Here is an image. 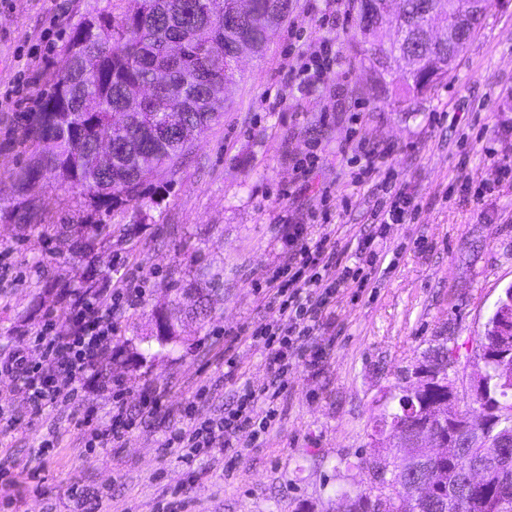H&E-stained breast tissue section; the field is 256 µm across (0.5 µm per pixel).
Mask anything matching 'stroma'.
Segmentation results:
<instances>
[{"label": "stroma", "mask_w": 512, "mask_h": 512, "mask_svg": "<svg viewBox=\"0 0 512 512\" xmlns=\"http://www.w3.org/2000/svg\"><path fill=\"white\" fill-rule=\"evenodd\" d=\"M109 0H0V358L49 315L64 311L62 287L83 288L97 269L105 291L139 288L134 308L112 317L115 331L101 361L120 388L80 387L76 400L34 414L23 389L0 381L10 414L0 418V512H84L101 500L104 512H331L337 494L366 486L353 462L370 453L373 426L386 393L409 387L408 370L426 350L446 343L448 376L469 397L481 370L480 338L506 288L512 286V182L482 207L445 201L455 180L488 174L487 148L512 161V0H491L481 28L448 77L411 110L362 95L360 66H336L312 90L290 82L292 49L309 50L321 37L318 16L333 0H293V12L272 33L263 55L246 56L232 104L219 123L198 136L176 171L159 172L140 203L98 208L86 192L46 175L32 189L10 179L30 149L12 137L16 112L49 90L65 58L72 28L90 8ZM361 122L352 125L353 112ZM456 115L434 124L431 114ZM392 148L388 164L421 205L410 224L386 225L375 246L379 268L365 288L341 290L336 330L319 370L296 364L282 380L278 415L261 446L249 431L235 448L185 462L164 447L193 405L201 419L223 416L243 386L266 385L270 373L259 346L224 347L223 331L278 319L263 284L288 256L289 215L308 222L312 237L330 232L344 248V265L361 263L357 242L374 202L369 187H353L336 155L350 128ZM319 144V166L300 180L297 160ZM330 189V223L309 222L323 189ZM36 202L37 226L15 220ZM494 215L486 223L479 210ZM108 224L111 237L80 257L60 242V225ZM223 272L214 313L198 324L179 322L187 344L141 343L153 315L171 306L179 288H204ZM238 371L225 375V358ZM160 388V412L127 433L122 443L89 448L75 426L86 412L108 418L115 401L137 410L141 393ZM55 446L38 454L45 437Z\"/></svg>", "instance_id": "35a3bbf8"}]
</instances>
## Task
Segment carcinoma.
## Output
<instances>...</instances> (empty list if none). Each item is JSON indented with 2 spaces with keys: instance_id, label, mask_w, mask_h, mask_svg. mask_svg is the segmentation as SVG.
<instances>
[{
  "instance_id": "1",
  "label": "carcinoma",
  "mask_w": 512,
  "mask_h": 512,
  "mask_svg": "<svg viewBox=\"0 0 512 512\" xmlns=\"http://www.w3.org/2000/svg\"><path fill=\"white\" fill-rule=\"evenodd\" d=\"M379 0H358L355 35L362 48L360 63L367 69L364 93L372 98L394 97L401 107L427 93L448 77L449 66H439V56L448 52L440 46L447 29L448 16L467 12L468 0H445L448 13L433 22L436 36L421 47L422 65L416 69L394 70L384 64L391 58L394 43L367 28L365 15ZM255 11L273 6L282 17L291 12L290 0H254ZM421 0H398L393 23L418 13ZM100 30L91 32L80 22L73 29L66 47L65 76L53 85L38 109L26 113L27 125L16 130L19 143L46 140L55 142V151L42 148L31 154L25 167L11 178L20 189L38 182L55 164H67L74 174L73 185L94 196L104 207L142 198L145 185L157 162L174 168L188 151L185 141L211 126L220 116V104L229 96L232 69L230 52L245 34L262 52L269 31L245 18L236 27L224 21V0H115L112 10L101 11ZM206 29L215 44L207 57L196 53L197 31ZM126 112L130 117L123 127L117 160L98 173L81 169L78 154L96 148L93 128L108 125L114 115ZM109 231L101 224L74 237L64 235L63 242L84 255L95 251L98 237ZM212 287L189 299V311L200 320L212 312L209 295L224 290L220 275L211 277ZM477 378L486 382L489 396L498 402L512 391V362H491ZM448 397V385L437 384L414 397L418 412L423 407ZM374 454L359 458L356 467L368 473V488L351 496L350 512H375L379 496L385 497L382 512H512V491L499 495V487H512V447L498 448L490 441L474 446L463 438L458 456L439 461L445 487L436 499L425 501L401 495L395 484L403 479L419 482L429 465L427 454L414 448L407 463L396 465L387 479L393 484L376 482L372 463ZM483 464L486 490L479 494L467 484L466 468Z\"/></svg>"
}]
</instances>
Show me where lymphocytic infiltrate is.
I'll return each mask as SVG.
<instances>
[{
	"label": "lymphocytic infiltrate",
	"mask_w": 512,
	"mask_h": 512,
	"mask_svg": "<svg viewBox=\"0 0 512 512\" xmlns=\"http://www.w3.org/2000/svg\"><path fill=\"white\" fill-rule=\"evenodd\" d=\"M352 14L351 0H336L334 12L319 18L318 27L324 30V37L316 39L313 51L292 69L298 88H312L325 68L346 62L345 43ZM339 154L349 169L352 185L368 184L373 189L376 200L368 216L370 224H402L415 218L420 205L387 166L388 148L351 134L341 144ZM508 179L512 180V162L495 159L485 179L477 183L459 180L450 186L445 197L478 205ZM304 233L303 224L289 223L293 251L267 281L269 299L278 307V319L241 326L230 331L227 339L231 347L244 339L259 343L276 381L297 362H304L313 370L324 361L322 349L305 353L300 342L324 331V320L337 293L360 278L359 270L343 265V252L331 234L309 240ZM65 295L63 321H44L25 343L0 361V374L19 383L38 412L73 398L76 382L104 384L97 365L112 340V313L134 301L132 294L121 291L113 292L106 301L100 294L71 289ZM47 362L55 366V373L44 371ZM274 397L270 387L244 386L225 406L223 417L216 420H197L192 407H185L184 426L171 430L164 445L181 449L185 457L193 458L215 448H233L238 433L244 430L250 432L252 441H259L276 416ZM137 422V416L118 403L108 426H101L91 412L84 414L76 426L86 439V447L104 448L120 442Z\"/></svg>",
	"instance_id": "lymphocytic-infiltrate-1"
}]
</instances>
